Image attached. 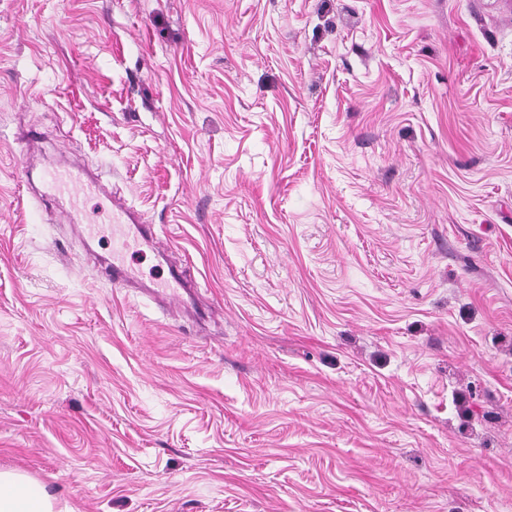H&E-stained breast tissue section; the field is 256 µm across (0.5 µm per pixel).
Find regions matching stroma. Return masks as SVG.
Listing matches in <instances>:
<instances>
[{"label":"stroma","mask_w":512,"mask_h":512,"mask_svg":"<svg viewBox=\"0 0 512 512\" xmlns=\"http://www.w3.org/2000/svg\"><path fill=\"white\" fill-rule=\"evenodd\" d=\"M76 166L157 225L139 287L104 199L42 200ZM0 468L68 512H512V0H0ZM103 276L115 288H128L136 278L122 260L114 257L112 263L105 268Z\"/></svg>","instance_id":"stroma-1"}]
</instances>
